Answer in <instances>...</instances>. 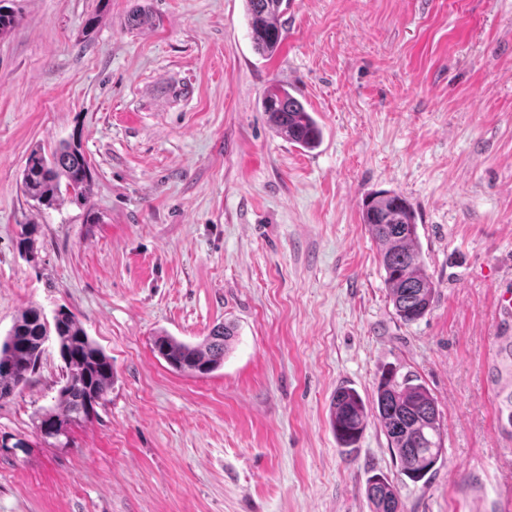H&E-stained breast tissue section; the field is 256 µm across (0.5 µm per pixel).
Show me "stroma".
<instances>
[{"mask_svg":"<svg viewBox=\"0 0 512 512\" xmlns=\"http://www.w3.org/2000/svg\"><path fill=\"white\" fill-rule=\"evenodd\" d=\"M7 4L0 339L29 308L67 307L114 384L70 445L45 443L34 414L64 372L47 344L0 401V512H372L376 474L404 512H512V0H291L268 60L244 0ZM138 10L150 21L130 26ZM276 80L320 124L316 150L268 125ZM72 138L90 205L38 207L27 158ZM379 191L413 205L437 286L410 325L361 222ZM220 322L236 335L210 374L151 349ZM391 368L441 414L444 458L416 483L376 419L348 454L330 424L337 387L372 400Z\"/></svg>","mask_w":512,"mask_h":512,"instance_id":"35a3bbf8","label":"stroma"}]
</instances>
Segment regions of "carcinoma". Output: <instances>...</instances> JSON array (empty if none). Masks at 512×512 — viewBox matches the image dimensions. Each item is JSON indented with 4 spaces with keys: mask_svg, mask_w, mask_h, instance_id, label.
Wrapping results in <instances>:
<instances>
[{
    "mask_svg": "<svg viewBox=\"0 0 512 512\" xmlns=\"http://www.w3.org/2000/svg\"><path fill=\"white\" fill-rule=\"evenodd\" d=\"M289 0H245L250 38L255 51L272 57L285 39L282 17ZM266 120L281 138L305 150L316 148L322 130L304 103L285 84L275 82L259 103ZM94 181L93 170L79 140L62 142L51 154L34 150L22 174L26 196L38 206L54 207L64 197L85 204ZM362 224L379 246L384 282L396 317L415 323L431 310L436 285L426 273L417 234V215L397 193L371 196L361 213ZM36 226L25 224L19 234L20 253L36 250ZM233 329L219 324L198 344L169 335L152 340L157 353L173 370L189 376L207 375L224 364ZM53 342L66 368V381L55 403L35 413V428L49 436L69 438L71 427L97 414L112 389V359L88 336L73 313L63 307L47 317L37 308L24 311L0 342V401L17 394L35 373L47 342ZM376 418L387 438L400 474L416 483L443 456V436L436 400L417 376L383 375L372 405L352 387L336 390L330 423L340 447L354 450L369 417ZM366 494L374 512H403L397 488L383 475L372 476Z\"/></svg>",
    "mask_w": 512,
    "mask_h": 512,
    "instance_id": "cac0c4a2",
    "label": "carcinoma"
}]
</instances>
